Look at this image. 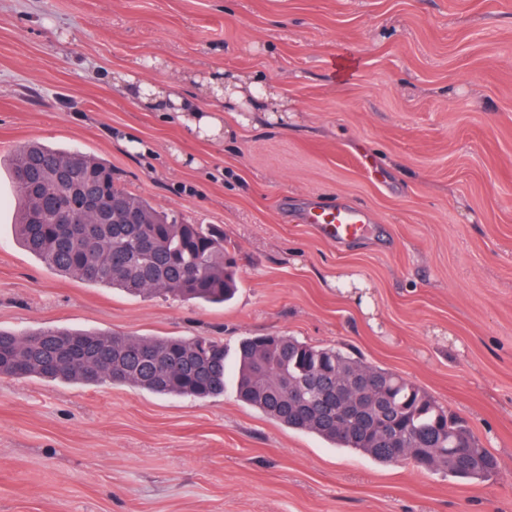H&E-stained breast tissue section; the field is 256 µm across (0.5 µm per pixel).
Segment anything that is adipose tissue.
I'll use <instances>...</instances> for the list:
<instances>
[{"label":"adipose tissue","instance_id":"adipose-tissue-1","mask_svg":"<svg viewBox=\"0 0 512 512\" xmlns=\"http://www.w3.org/2000/svg\"><path fill=\"white\" fill-rule=\"evenodd\" d=\"M114 85L138 107L176 113L187 135L213 140L224 135L225 108L244 104L256 117L267 112L269 104L281 97L279 90L263 79L250 80L221 71L202 81L204 92L213 101L208 109L200 106L197 96L185 93L181 84L155 85L143 81L133 69L118 73Z\"/></svg>","mask_w":512,"mask_h":512}]
</instances>
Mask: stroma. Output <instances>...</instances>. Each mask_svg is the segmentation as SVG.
<instances>
[{
	"mask_svg": "<svg viewBox=\"0 0 512 512\" xmlns=\"http://www.w3.org/2000/svg\"><path fill=\"white\" fill-rule=\"evenodd\" d=\"M225 69L288 111L192 138L111 80ZM143 149L130 151L126 135ZM40 141L112 166L237 262L222 305L45 267L15 232L9 158ZM365 210L323 238L309 210ZM0 327L286 334L424 389L498 459L468 482L288 429L236 397L0 375V512H512V0H0Z\"/></svg>",
	"mask_w": 512,
	"mask_h": 512,
	"instance_id": "1",
	"label": "stroma"
}]
</instances>
